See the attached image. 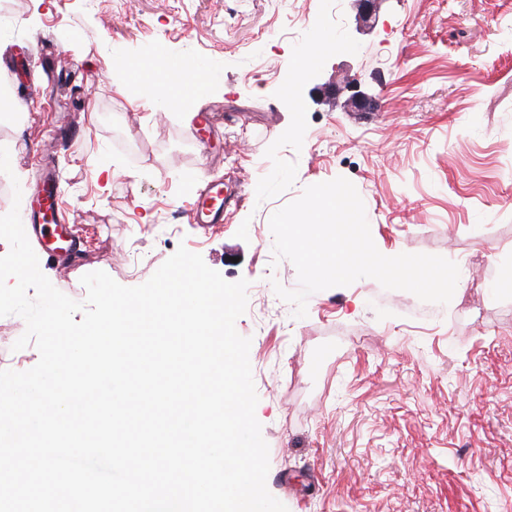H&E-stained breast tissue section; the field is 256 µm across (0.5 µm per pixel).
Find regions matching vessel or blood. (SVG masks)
Returning <instances> with one entry per match:
<instances>
[{"label":"vessel or blood","instance_id":"obj_1","mask_svg":"<svg viewBox=\"0 0 512 512\" xmlns=\"http://www.w3.org/2000/svg\"><path fill=\"white\" fill-rule=\"evenodd\" d=\"M38 190L30 204L29 226L36 234L47 260L73 272L79 269L80 243L70 225L61 223L53 207L55 183L45 173L37 177ZM197 226L206 229L224 221V188L214 182L199 194L191 211Z\"/></svg>","mask_w":512,"mask_h":512}]
</instances>
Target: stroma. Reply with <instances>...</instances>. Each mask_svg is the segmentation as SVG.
Here are the masks:
<instances>
[{
  "mask_svg": "<svg viewBox=\"0 0 512 512\" xmlns=\"http://www.w3.org/2000/svg\"><path fill=\"white\" fill-rule=\"evenodd\" d=\"M319 35L334 49L296 71ZM161 52L208 63L212 130L136 93L164 88ZM347 78L376 110L333 94ZM23 87L0 143L23 197L50 160L86 251L67 280L42 265L55 288L84 300L98 270L140 285L181 245L248 280L236 330L288 512H512V0H378L369 17L357 0H0V91ZM339 176L382 254L458 265L449 304L371 278L314 293L303 318L276 295L299 283L271 215ZM212 179L235 200L204 232L190 209ZM25 329L0 317V370L38 362L13 348Z\"/></svg>",
  "mask_w": 512,
  "mask_h": 512,
  "instance_id": "35a3bbf8",
  "label": "stroma"
}]
</instances>
